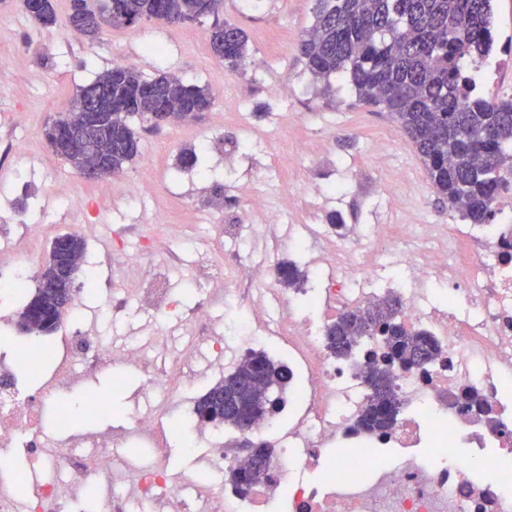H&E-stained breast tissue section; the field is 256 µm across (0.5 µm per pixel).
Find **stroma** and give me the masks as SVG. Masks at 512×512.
<instances>
[{
    "mask_svg": "<svg viewBox=\"0 0 512 512\" xmlns=\"http://www.w3.org/2000/svg\"><path fill=\"white\" fill-rule=\"evenodd\" d=\"M314 4L224 0V16L245 30L253 62L251 69L228 74L211 53L206 21L106 26L90 38L72 31L70 0H53L57 18L48 28L32 24L20 0H0V77L11 87L9 96L0 97V272L20 261L40 267L52 237L81 233L94 280L75 281L77 328L105 337L116 356L140 342L147 364L143 370L111 366L93 373L85 359L75 358L76 378L58 388L55 406L96 394L106 410L95 418L75 415L72 434L100 431L124 449L131 415L149 412L158 420V444L171 472L204 473L212 445L184 448L179 417L165 411L164 389L149 388L145 374L162 372L181 356L194 376L181 393L189 405L223 377V367L212 366L198 347L209 328L195 314L205 306L215 321L224 320V294L238 290L240 264L261 268L270 284L282 261L296 262L313 282L335 276V267L319 260L334 214L347 229L362 231L376 224L459 223L458 213L437 199L388 114L359 103L346 85L325 87L305 69L298 44L313 23ZM159 42L163 55L147 52V44ZM118 56L144 78L173 73L207 86L215 98L212 109L188 125L138 129L141 153L154 162L148 189L140 186L135 161L103 183L81 178L42 135L47 122L67 111L78 88ZM282 85L290 86L289 96L277 94ZM302 141L314 144L313 154L296 156ZM201 146L208 177L177 173L180 150ZM255 194L280 213L279 223L247 221L248 198ZM396 195L406 199L404 209L391 208ZM228 224L237 227L231 241L224 238ZM136 249L142 263L133 269L125 254ZM155 275L166 278L177 304L163 324L137 293Z\"/></svg>",
    "mask_w": 512,
    "mask_h": 512,
    "instance_id": "stroma-1",
    "label": "stroma"
}]
</instances>
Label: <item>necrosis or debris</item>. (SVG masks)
<instances>
[{
    "label": "necrosis or debris",
    "instance_id": "1",
    "mask_svg": "<svg viewBox=\"0 0 512 512\" xmlns=\"http://www.w3.org/2000/svg\"><path fill=\"white\" fill-rule=\"evenodd\" d=\"M362 261L351 257L344 235L328 242L323 262L336 267L326 287L280 296L283 341L294 380L282 401L288 420L273 416L253 428L272 435L268 465L247 495L190 477L171 476L160 449L149 447L151 415L132 418L131 436L144 456L116 469L108 440L77 469L65 468L58 448L36 449L27 461L41 484L27 512H67L74 489L111 477L116 512H152L164 499L169 512H183L187 499L203 512H512V482L479 481L475 470L497 467L512 457V224H401L365 232ZM402 245L409 286L391 281L388 291L402 304L401 318L430 333L442 355L432 364L395 374L400 410L393 427L374 435L357 427L367 402L359 375L370 354L381 352L380 337L363 338L354 353L334 357L324 331L312 319L363 310L380 295L372 282L382 267L379 242ZM447 283L448 296L433 304L428 281ZM466 294L472 304L455 301ZM213 360L229 344L261 350L262 337L238 324L213 327L202 340ZM70 355L45 351L31 342L27 363L37 383L12 381L0 367V447H14L27 434L57 438L71 424L68 412L52 408L49 392L70 375ZM348 448L344 457L330 447Z\"/></svg>",
    "mask_w": 512,
    "mask_h": 512
}]
</instances>
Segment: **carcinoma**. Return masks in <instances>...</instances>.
<instances>
[{"label":"carcinoma","instance_id":"cac0c4a2","mask_svg":"<svg viewBox=\"0 0 512 512\" xmlns=\"http://www.w3.org/2000/svg\"><path fill=\"white\" fill-rule=\"evenodd\" d=\"M222 9L223 0H100L95 6L71 0L69 22L76 33L93 37L104 23L129 28L155 20L174 26L205 11L212 18V52L224 71L234 74L247 58V36L220 18ZM493 11L494 0H316L313 24L300 43V58L314 80L343 81L359 102L388 113L412 143L434 192L468 224L497 223L499 196L512 179V96L487 97L476 77L480 59L495 42ZM103 86L119 93L120 102L112 106L103 134H86L83 153L57 141L55 123L45 125L48 145L75 170L105 161L120 172L140 154L131 120L148 122L158 112L171 113L174 122L191 120L214 103L204 86L174 74L144 79L126 66L107 69L80 87L58 121L82 129V104ZM64 237L69 254L49 248L34 292L18 315L37 317V327L25 333L45 340L60 327L73 300L65 282L68 255L85 252L80 233ZM276 273L292 288L305 282L294 262L279 264ZM374 334L384 337L385 346L366 373L369 394L359 426L383 434L397 407L391 369L420 357L433 363L441 348L427 332L402 323L392 295L363 311L339 314L324 331L327 349L338 357L351 355L357 338ZM289 378L288 366L252 351L198 399L196 413L225 403L230 409L223 425L234 429L238 410L270 417L280 409Z\"/></svg>","mask_w":512,"mask_h":512}]
</instances>
